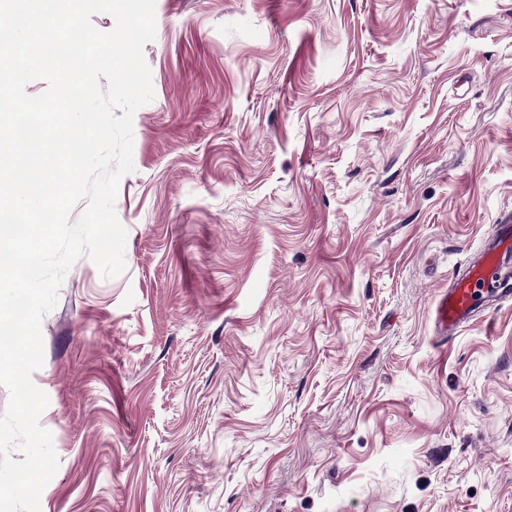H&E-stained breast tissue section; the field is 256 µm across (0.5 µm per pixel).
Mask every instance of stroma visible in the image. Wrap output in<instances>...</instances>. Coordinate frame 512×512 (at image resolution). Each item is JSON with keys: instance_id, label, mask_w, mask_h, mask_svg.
Segmentation results:
<instances>
[{"instance_id": "stroma-1", "label": "stroma", "mask_w": 512, "mask_h": 512, "mask_svg": "<svg viewBox=\"0 0 512 512\" xmlns=\"http://www.w3.org/2000/svg\"><path fill=\"white\" fill-rule=\"evenodd\" d=\"M115 212L41 323L40 512H512V0H156ZM512 216L499 225L494 240L480 257L463 271L454 274L448 290L439 294L433 305V322L437 336H454L470 324L476 309L487 308L512 298L511 269L507 258L512 255Z\"/></svg>"}]
</instances>
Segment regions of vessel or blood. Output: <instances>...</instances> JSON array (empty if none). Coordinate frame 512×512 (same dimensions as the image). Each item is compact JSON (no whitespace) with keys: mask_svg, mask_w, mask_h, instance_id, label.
Returning a JSON list of instances; mask_svg holds the SVG:
<instances>
[{"mask_svg":"<svg viewBox=\"0 0 512 512\" xmlns=\"http://www.w3.org/2000/svg\"><path fill=\"white\" fill-rule=\"evenodd\" d=\"M511 257L512 216L509 215L480 257L454 274L447 290L437 296L433 305L437 335H457L470 324L479 306H493L512 298V268L507 265Z\"/></svg>","mask_w":512,"mask_h":512,"instance_id":"1","label":"vessel or blood"}]
</instances>
